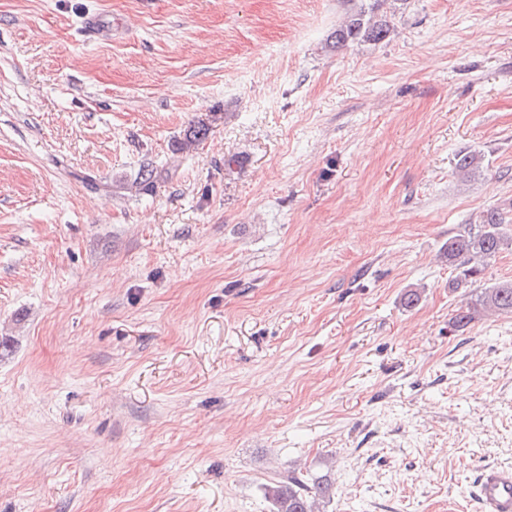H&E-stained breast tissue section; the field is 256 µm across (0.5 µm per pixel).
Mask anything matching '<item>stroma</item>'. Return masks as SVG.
<instances>
[{
    "mask_svg": "<svg viewBox=\"0 0 512 512\" xmlns=\"http://www.w3.org/2000/svg\"><path fill=\"white\" fill-rule=\"evenodd\" d=\"M353 7L0 0V512H479L512 467V314L455 329L443 255L512 214V0L329 47ZM476 496L482 512H512V469L483 468L476 478ZM265 494L271 503L272 512H315L316 501L330 498V486L326 483L306 482L287 477L265 487Z\"/></svg>",
    "mask_w": 512,
    "mask_h": 512,
    "instance_id": "obj_1",
    "label": "stroma"
}]
</instances>
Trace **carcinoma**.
<instances>
[{
	"mask_svg": "<svg viewBox=\"0 0 512 512\" xmlns=\"http://www.w3.org/2000/svg\"><path fill=\"white\" fill-rule=\"evenodd\" d=\"M383 0H360V5L350 11L345 21L331 33L330 45L339 50L354 43H381L391 33L389 22L378 15ZM209 126L199 122L191 126L178 150H184L205 139ZM480 158L465 153L458 159L455 174L462 182L469 181L479 169ZM157 172L144 166L132 183L139 193L153 188ZM512 246V217L497 209H489L481 223L469 224L464 231L448 238V265L458 270L454 285L472 284L473 295L467 306L459 309L453 325L463 329L483 311L512 313V281H501L490 286L477 284L481 266L499 251ZM272 512H315L316 501L330 497V486L320 482L311 485L288 477L265 487Z\"/></svg>",
	"mask_w": 512,
	"mask_h": 512,
	"instance_id": "obj_1",
	"label": "carcinoma"
}]
</instances>
